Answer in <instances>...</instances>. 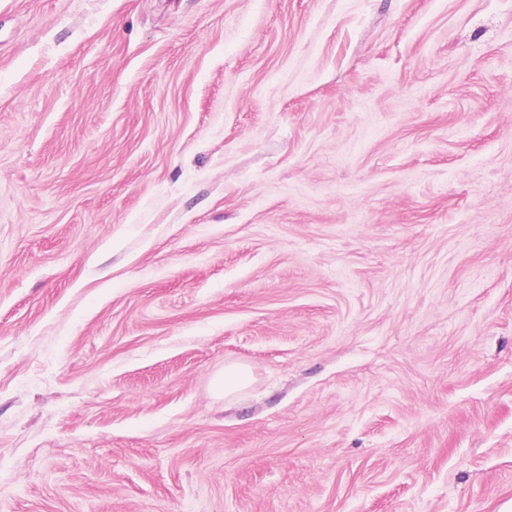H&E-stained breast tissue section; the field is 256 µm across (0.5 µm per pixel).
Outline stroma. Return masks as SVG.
<instances>
[{
	"label": "stroma",
	"instance_id": "1",
	"mask_svg": "<svg viewBox=\"0 0 512 512\" xmlns=\"http://www.w3.org/2000/svg\"><path fill=\"white\" fill-rule=\"evenodd\" d=\"M0 512H512V0H0ZM252 375L250 370L240 364L225 365L224 372L217 375L213 381L216 394L227 398L234 395L250 383Z\"/></svg>",
	"mask_w": 512,
	"mask_h": 512
}]
</instances>
